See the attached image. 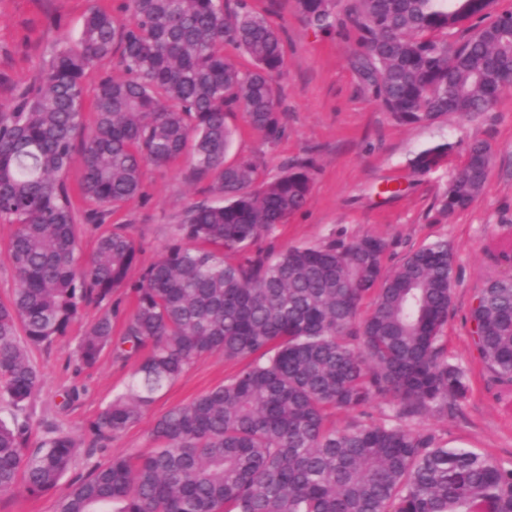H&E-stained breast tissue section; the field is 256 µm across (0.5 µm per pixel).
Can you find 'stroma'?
<instances>
[{
  "instance_id": "35a3bbf8",
  "label": "stroma",
  "mask_w": 512,
  "mask_h": 512,
  "mask_svg": "<svg viewBox=\"0 0 512 512\" xmlns=\"http://www.w3.org/2000/svg\"><path fill=\"white\" fill-rule=\"evenodd\" d=\"M249 5L279 27L286 57L275 82L285 132L271 143L249 126L241 112L224 115L233 132L230 158L255 157L268 176L294 161L314 157L317 170L307 203L275 233L252 245V252L276 253L340 235L353 240L368 233L388 243L386 267L410 252L447 241L453 255L455 284L448 312V353L468 372L471 391L454 417H426L421 428L435 429L452 448H471L512 462V385L497 382L481 361L471 340L469 311L473 297L491 275L512 273V90L502 93L488 112L473 118L455 115L428 124L403 125L385 112L367 91L354 66L355 40L346 34H325L310 26L293 0H248ZM125 0H0V111L48 65L54 52L76 40L87 12L99 7L117 21L128 17ZM491 145L493 153L485 188L467 209L444 217L439 201L448 181L465 159L472 141ZM457 143L447 166L413 173L408 160L426 147ZM190 161L143 170L140 193L100 221L79 220L77 251L89 259L101 233L120 229L135 244L137 263L129 273L137 280L156 262L174 238L182 210L196 201H217L210 181H192ZM118 304L130 312L126 290L111 302L85 305L78 321L50 347L30 349L29 356L43 385L27 407L31 440L44 438V423L77 437L112 398L124 391L133 362L116 361L105 350L96 364L80 366L77 347L87 329ZM237 370L234 361L211 354L165 386L141 419L107 447L79 454L57 487L41 495L16 490L0 495V512H56L59 498L90 462L151 450L154 421L224 383ZM77 390L78 399L66 394Z\"/></svg>"
}]
</instances>
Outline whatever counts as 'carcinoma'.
<instances>
[{"instance_id":"1","label":"carcinoma","mask_w":512,"mask_h":512,"mask_svg":"<svg viewBox=\"0 0 512 512\" xmlns=\"http://www.w3.org/2000/svg\"><path fill=\"white\" fill-rule=\"evenodd\" d=\"M493 0H355V67L405 125L488 111L512 88V11ZM321 31L343 30L336 0H295ZM118 24L89 10L81 36L55 52L39 81L0 112V222L15 225L6 261L17 280L0 302V493L57 487L82 442L56 427L29 439L25 410L41 385L28 347L50 346L83 306L126 287L133 312L118 339L99 318L78 345L82 366L104 349L139 360L127 390L88 428L103 448L135 424L156 394L206 355L238 363L223 384L159 417L145 455L114 456L77 479L57 512H512V465L450 448L427 416L453 417L470 391L448 355L453 256L439 240L388 269L379 235L293 246L236 260L307 202L314 159L272 180L251 157L226 161L224 113L242 109L269 141L284 131L274 81L282 31L247 0H127ZM479 23L460 38L455 29ZM235 46L243 67L224 55ZM112 57L124 77L101 78L83 140L84 78ZM80 194L95 220L134 198L143 168L184 155L190 175L222 200L188 205L176 240L135 282L137 250L120 230L100 236L82 264L65 175L76 149ZM451 142L416 153L412 169L438 168ZM491 147L474 141L441 200L446 216L483 191ZM370 300L363 315L360 306ZM483 363L512 383V280L490 277L470 307ZM384 405L381 416L367 408ZM351 416L336 426V416Z\"/></svg>"}]
</instances>
